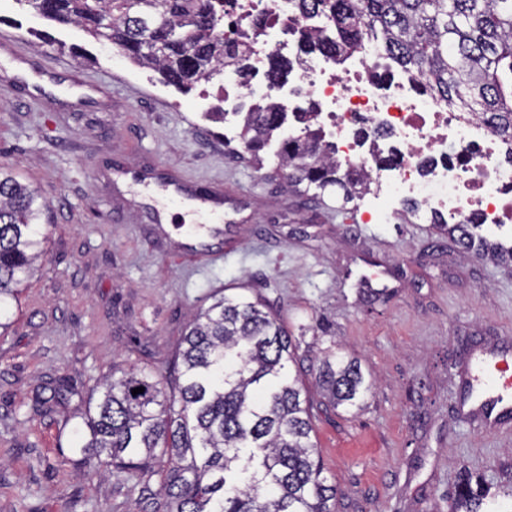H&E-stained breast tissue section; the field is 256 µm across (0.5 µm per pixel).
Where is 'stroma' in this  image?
<instances>
[{"instance_id":"stroma-1","label":"stroma","mask_w":512,"mask_h":512,"mask_svg":"<svg viewBox=\"0 0 512 512\" xmlns=\"http://www.w3.org/2000/svg\"><path fill=\"white\" fill-rule=\"evenodd\" d=\"M1 32L107 102L32 100L0 71V167L48 204L46 260L0 336V512H140L158 475L84 479L70 414L113 368L171 367L196 308L224 290L264 300L301 367L346 353L373 382L362 408L315 421L337 512H448L464 467L512 486V440L458 410L473 351L512 340V264L460 256L421 210L349 224L335 194L292 191L276 146L256 167L237 124L205 119L217 85L181 93L80 27L0 2ZM116 158L223 190L222 254L187 253L143 222L140 189L105 176Z\"/></svg>"}]
</instances>
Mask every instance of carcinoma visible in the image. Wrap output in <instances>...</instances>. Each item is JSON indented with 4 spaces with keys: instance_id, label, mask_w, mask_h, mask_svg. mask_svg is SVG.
<instances>
[{
    "instance_id": "obj_1",
    "label": "carcinoma",
    "mask_w": 512,
    "mask_h": 512,
    "mask_svg": "<svg viewBox=\"0 0 512 512\" xmlns=\"http://www.w3.org/2000/svg\"><path fill=\"white\" fill-rule=\"evenodd\" d=\"M41 17L105 39L162 81L189 90L220 73L245 70L247 46L214 36L224 0H29ZM303 14L327 13L334 36L303 37L301 50L343 56L376 36L385 55L426 94L455 112L482 119L512 141V0H297ZM284 114L257 105L243 113L241 142L256 165L279 134ZM321 129L306 124L282 142L288 187L319 196L338 186L344 200L367 191L359 174L341 173ZM46 202L0 168V335L20 287L45 261L41 233ZM433 227L469 253V224ZM486 254L512 263V246L482 241ZM291 336L261 300L221 295L199 308L182 336L171 371L118 369L100 381L82 415L69 462L83 477L117 470L155 471L161 484L150 512H336L311 440L315 411L297 378L285 374L295 356ZM315 382L329 405L351 408L370 392L357 360L326 357ZM142 387L144 392L132 394ZM511 488L491 490L464 474L449 512H485Z\"/></svg>"
}]
</instances>
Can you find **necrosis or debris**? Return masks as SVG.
<instances>
[{
	"instance_id": "obj_1",
	"label": "necrosis or debris",
	"mask_w": 512,
	"mask_h": 512,
	"mask_svg": "<svg viewBox=\"0 0 512 512\" xmlns=\"http://www.w3.org/2000/svg\"><path fill=\"white\" fill-rule=\"evenodd\" d=\"M292 0H226L225 41H245L250 84L224 71L229 111L249 100L295 114L311 103L314 121L333 145L337 163L355 165L382 205L369 210L386 223L404 200L448 214L458 224L512 227V144L482 120L437 105L411 77L389 64L377 40L344 60L301 54L300 32L332 35L326 15L298 17ZM294 61L288 79L268 80V61Z\"/></svg>"
}]
</instances>
